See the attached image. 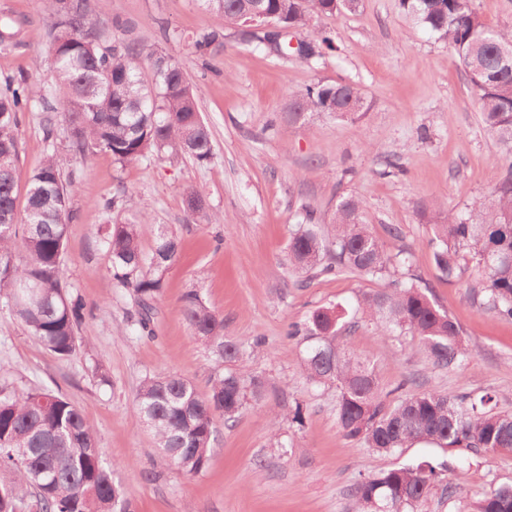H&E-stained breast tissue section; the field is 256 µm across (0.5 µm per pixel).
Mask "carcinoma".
Listing matches in <instances>:
<instances>
[{"instance_id": "carcinoma-1", "label": "carcinoma", "mask_w": 512, "mask_h": 512, "mask_svg": "<svg viewBox=\"0 0 512 512\" xmlns=\"http://www.w3.org/2000/svg\"><path fill=\"white\" fill-rule=\"evenodd\" d=\"M105 2L44 0L55 53L48 90L34 91L22 75L0 83V306L61 359L75 353L85 320V304L67 289L62 270L68 224L75 218L71 193L80 177L72 164L85 163L97 150L121 165L166 148L199 165L212 158L198 94L182 65L167 54H146L132 40L108 43L98 28ZM199 2L217 23L194 40L201 56L220 43L222 29L244 23L257 7L256 0ZM400 5L452 49L473 86L483 125L500 147L493 161L501 164L502 174L490 195L475 199L466 213L450 211L435 224L429 240L435 265L449 280L462 265L472 264L471 292L479 307L511 321L512 33L488 29L471 0H400ZM262 7L290 29H310L313 40L307 45L331 50L333 38L309 28L311 16L354 11L358 0H264ZM18 34L16 21L0 19L1 48L15 46ZM146 65L152 72L149 83L142 76ZM51 98L56 112L44 116L43 124L50 153L30 177L20 213L14 177L19 113L36 104L45 108ZM333 104L341 107L336 116L352 118L365 108V96L350 83H315L289 93L284 119L290 125L303 123L312 112H331ZM185 201L191 215L221 222V216L206 212L202 190L191 189ZM303 221L306 227L291 232L288 244L297 271L386 281L358 304L374 330L411 337L441 368L469 361L460 327L414 278L399 272L402 259L362 222L357 198L346 197L336 206V233L330 238L316 231V212L304 210ZM102 244L115 287L133 299L135 333L154 336L164 276L179 255L177 236L161 232L146 254L140 225L109 224ZM180 313L213 362L210 389L202 393L181 376L154 374L140 386L136 402L169 466L195 476L208 464L216 421L234 422L248 400L262 397L265 382L246 366L243 346L224 337V318L197 291L185 293ZM351 328L330 309L288 328V336L305 344L306 380L336 388V421L345 440L384 454L419 441L460 452L512 451V415L496 411L492 395L429 389L393 397L381 388L375 366L348 349ZM0 470L13 475L0 483V512H130L129 502L119 501L92 428L59 391L0 387ZM442 471L429 463L409 464L365 476L354 486L352 512H424L436 491L451 501L460 476L445 479ZM473 512H512V484L490 489Z\"/></svg>"}]
</instances>
